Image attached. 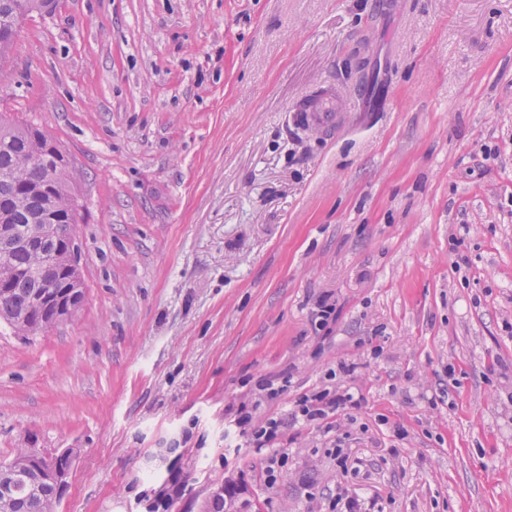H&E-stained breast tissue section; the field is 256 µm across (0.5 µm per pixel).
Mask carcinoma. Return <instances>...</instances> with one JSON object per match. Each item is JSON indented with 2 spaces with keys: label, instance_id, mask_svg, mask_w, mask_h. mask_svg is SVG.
Listing matches in <instances>:
<instances>
[{
  "label": "carcinoma",
  "instance_id": "1",
  "mask_svg": "<svg viewBox=\"0 0 512 512\" xmlns=\"http://www.w3.org/2000/svg\"><path fill=\"white\" fill-rule=\"evenodd\" d=\"M46 0H0V60L15 49L18 16L44 10ZM55 140L48 131L0 113V202L8 218L0 225L11 237L22 239L36 229L49 211L51 234L26 249L0 247V323L17 336H38L63 323L53 307L27 308L20 301L32 297L42 280L58 278L75 286L80 272L69 266L68 240L77 232L78 201L70 175V161L61 146L46 150ZM20 450L0 461V512H57L56 488L31 470L19 469Z\"/></svg>",
  "mask_w": 512,
  "mask_h": 512
}]
</instances>
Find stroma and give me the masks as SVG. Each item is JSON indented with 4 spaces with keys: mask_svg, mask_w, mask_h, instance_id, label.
Returning a JSON list of instances; mask_svg holds the SVG:
<instances>
[{
    "mask_svg": "<svg viewBox=\"0 0 512 512\" xmlns=\"http://www.w3.org/2000/svg\"><path fill=\"white\" fill-rule=\"evenodd\" d=\"M326 84L346 126L294 130ZM1 112L81 204L82 307L0 325V458L73 451L58 512H512V0H54ZM284 377L269 482L224 428ZM324 387L360 409L292 419Z\"/></svg>",
    "mask_w": 512,
    "mask_h": 512,
    "instance_id": "35a3bbf8",
    "label": "stroma"
}]
</instances>
